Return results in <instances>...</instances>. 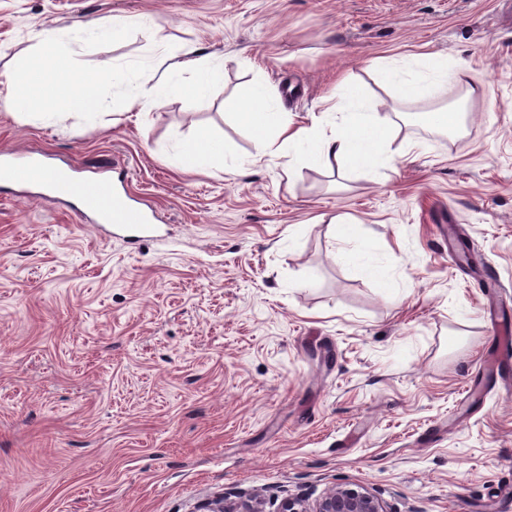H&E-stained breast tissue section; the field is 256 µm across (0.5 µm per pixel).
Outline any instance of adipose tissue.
Returning a JSON list of instances; mask_svg holds the SVG:
<instances>
[{
    "label": "adipose tissue",
    "instance_id": "1",
    "mask_svg": "<svg viewBox=\"0 0 512 512\" xmlns=\"http://www.w3.org/2000/svg\"><path fill=\"white\" fill-rule=\"evenodd\" d=\"M133 27L145 32L150 40L158 38V29L147 17L133 22L116 17L107 24L50 26L35 32L28 57L16 65L17 78L5 82L6 98L21 101L27 119L51 127L63 116L103 114L118 104L149 109L160 102L165 90L195 99L207 83L222 75L223 55L204 53L195 45L185 44L138 59H113L103 78L107 88L104 94L74 99L63 93L52 102H43L42 75L30 69V58L46 55L57 66L76 70L83 67L85 56L105 33L118 37ZM368 67L382 74L388 87L402 98L433 99L445 92L449 82L463 83L469 77L465 62L452 63L447 57L433 54L398 59L380 56L370 59ZM240 118L255 132L259 154L287 158L292 167L306 159L317 160L331 170L353 159L386 169L394 166L397 151L387 124L372 104L351 88L339 95L322 124H295L262 85L252 91Z\"/></svg>",
    "mask_w": 512,
    "mask_h": 512
}]
</instances>
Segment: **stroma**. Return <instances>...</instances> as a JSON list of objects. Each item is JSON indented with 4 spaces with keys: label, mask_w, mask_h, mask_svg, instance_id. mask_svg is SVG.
Listing matches in <instances>:
<instances>
[{
    "label": "stroma",
    "mask_w": 512,
    "mask_h": 512,
    "mask_svg": "<svg viewBox=\"0 0 512 512\" xmlns=\"http://www.w3.org/2000/svg\"><path fill=\"white\" fill-rule=\"evenodd\" d=\"M115 16L224 73L196 102L54 127L0 109V151L122 169L160 229L132 245L0 182V512H278L344 483L389 512H501L512 388L479 364L489 302L512 325V0H0V74L31 32ZM147 46L104 38L85 71ZM419 53L464 60L471 85L402 100L366 68ZM345 77L404 150L390 179L259 156L238 117L257 80L307 124ZM440 106L460 126L421 122ZM203 132L229 162L178 168ZM357 236L380 239L383 276L338 258ZM131 27H136L145 32L154 45L161 44L162 38L158 37L159 30L156 29V25L148 17H142L133 22L121 17H112V21L109 23L113 38L123 35Z\"/></svg>",
    "instance_id": "stroma-1"
}]
</instances>
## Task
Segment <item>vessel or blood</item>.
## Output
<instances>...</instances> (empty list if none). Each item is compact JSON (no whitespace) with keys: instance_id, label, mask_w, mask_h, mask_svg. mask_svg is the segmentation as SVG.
I'll return each instance as SVG.
<instances>
[{"instance_id":"b4317fda","label":"vessel or blood","mask_w":512,"mask_h":512,"mask_svg":"<svg viewBox=\"0 0 512 512\" xmlns=\"http://www.w3.org/2000/svg\"><path fill=\"white\" fill-rule=\"evenodd\" d=\"M0 181L49 187L55 196L76 200L80 213L99 224L135 231L152 222L148 204L128 197L122 179L82 177L75 168L55 166L24 151L0 156Z\"/></svg>"}]
</instances>
